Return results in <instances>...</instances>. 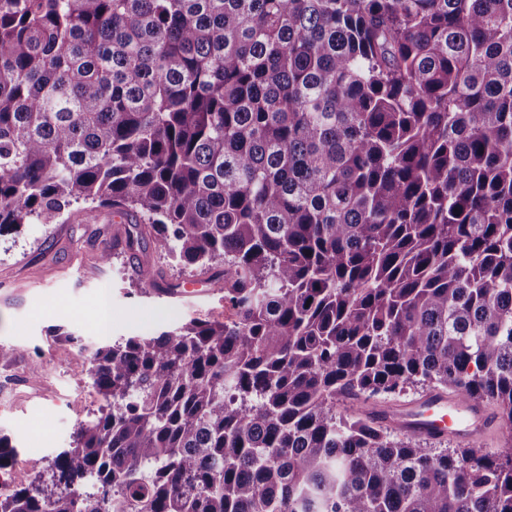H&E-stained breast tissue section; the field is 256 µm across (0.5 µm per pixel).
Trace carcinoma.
Here are the masks:
<instances>
[{"label":"carcinoma","instance_id":"1","mask_svg":"<svg viewBox=\"0 0 512 512\" xmlns=\"http://www.w3.org/2000/svg\"><path fill=\"white\" fill-rule=\"evenodd\" d=\"M235 320L97 348L104 404L0 512H512V0H0V236L76 204ZM423 394L425 393H422L421 389H408L399 397L371 399L367 403L361 400L341 399L336 402V412L346 416L359 409L368 410L376 404L410 401ZM390 419L397 427L409 433L443 439L429 440L435 444L434 448H482L484 452L497 456L512 451V431L511 434L507 429L503 432H492L499 428L498 420L483 403L472 399L465 400L429 392L420 399L403 404ZM448 436L463 440L483 437L472 442H462Z\"/></svg>","mask_w":512,"mask_h":512}]
</instances>
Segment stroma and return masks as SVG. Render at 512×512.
Returning <instances> with one entry per match:
<instances>
[{
    "label": "stroma",
    "instance_id": "35a3bbf8",
    "mask_svg": "<svg viewBox=\"0 0 512 512\" xmlns=\"http://www.w3.org/2000/svg\"><path fill=\"white\" fill-rule=\"evenodd\" d=\"M128 229L112 210L77 205L60 223L26 224L0 236V350L11 357L0 363V435L16 447L0 483L11 474L18 484L33 482V461L48 463L72 447L79 423L101 406L81 354L194 316L233 319L223 293L205 291L208 273L172 265L148 239L123 251ZM106 250L112 259L105 264ZM143 264L157 269L163 287L141 281ZM104 301L112 310L105 327ZM35 362L42 372L33 378Z\"/></svg>",
    "mask_w": 512,
    "mask_h": 512
}]
</instances>
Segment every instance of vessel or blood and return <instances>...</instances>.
Returning a JSON list of instances; mask_svg holds the SVG:
<instances>
[{"mask_svg":"<svg viewBox=\"0 0 512 512\" xmlns=\"http://www.w3.org/2000/svg\"><path fill=\"white\" fill-rule=\"evenodd\" d=\"M391 420L402 430L427 438L471 440L499 427L483 403L438 392L403 404Z\"/></svg>","mask_w":512,"mask_h":512,"instance_id":"obj_1","label":"vessel or blood"}]
</instances>
